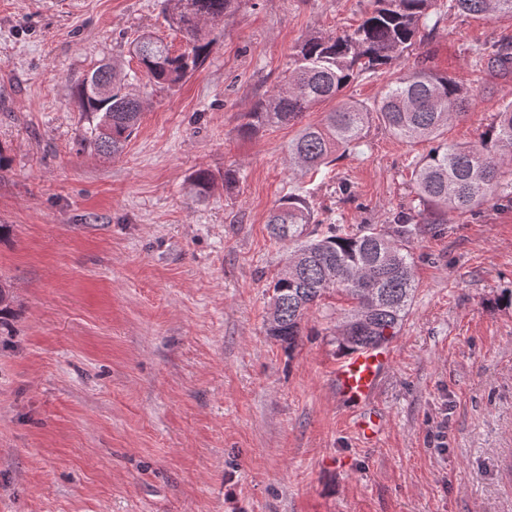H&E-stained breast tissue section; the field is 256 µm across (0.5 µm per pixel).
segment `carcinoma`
Here are the masks:
<instances>
[{
	"label": "carcinoma",
	"instance_id": "cac0c4a2",
	"mask_svg": "<svg viewBox=\"0 0 512 512\" xmlns=\"http://www.w3.org/2000/svg\"><path fill=\"white\" fill-rule=\"evenodd\" d=\"M435 0H371L361 23L335 35H312L299 46L294 68L275 93L257 100L243 115L240 131L255 137L266 129L295 124L323 103L333 107L317 124L300 127L288 143V159L298 171L328 166L330 156L356 144L375 115L397 138L435 143L415 177L418 216L425 224H446L448 215L478 208L501 188V156L512 154V103L476 145H450L440 139L448 123L465 114L474 97L456 79L420 65L389 83L371 107L344 98L359 76L375 73L402 58L415 45ZM462 14L480 17L511 14L512 0H452ZM233 0H164L169 26L187 49L174 54L152 35L138 43V70L119 76L109 64L98 66L76 85L80 108L91 122L77 138L79 150L107 157L120 155L138 128L143 101L129 80L172 87L208 57L211 26L224 19ZM487 65L512 69V43L495 46ZM401 214L393 224L362 226L355 232L339 224L316 225L306 202L288 196L270 212L273 238L292 247L288 265L273 283L269 335L293 352L303 336L302 323L328 295L348 304L333 332L341 353L375 349L400 331L416 290L409 240L418 225Z\"/></svg>",
	"mask_w": 512,
	"mask_h": 512
}]
</instances>
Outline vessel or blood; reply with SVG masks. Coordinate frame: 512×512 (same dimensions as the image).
Here are the masks:
<instances>
[{"mask_svg":"<svg viewBox=\"0 0 512 512\" xmlns=\"http://www.w3.org/2000/svg\"><path fill=\"white\" fill-rule=\"evenodd\" d=\"M391 363L392 352L388 349L359 350L338 360L331 380L339 401L353 408L368 403Z\"/></svg>","mask_w":512,"mask_h":512,"instance_id":"1","label":"vessel or blood"}]
</instances>
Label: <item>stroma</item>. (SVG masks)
Wrapping results in <instances>:
<instances>
[{"label": "stroma", "mask_w": 512, "mask_h": 512, "mask_svg": "<svg viewBox=\"0 0 512 512\" xmlns=\"http://www.w3.org/2000/svg\"><path fill=\"white\" fill-rule=\"evenodd\" d=\"M368 7L235 0L185 81L133 85L139 127L107 158L75 144V86L101 63L136 69L143 33L183 52L161 0H0V512H512V163L498 199L410 243L416 292L372 404L377 439L331 384L341 302L310 311L294 351L267 333L289 256L266 228L280 200L349 228L416 204L430 146L379 119L324 177L289 170L297 126L239 132L303 40ZM503 40L512 16L437 0L412 51L345 94L373 105L426 60L473 89L447 138L478 143L512 102V74L481 58Z\"/></svg>", "instance_id": "35a3bbf8"}]
</instances>
